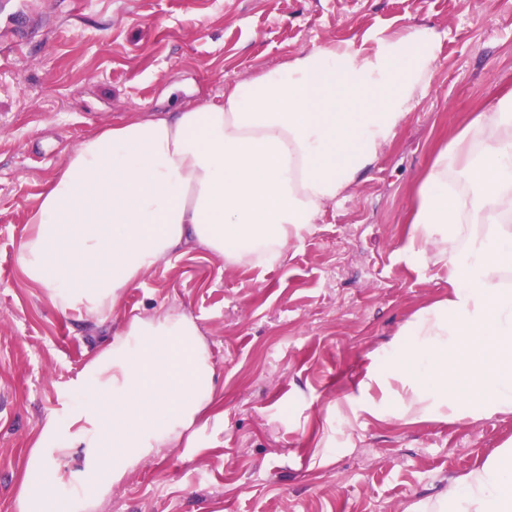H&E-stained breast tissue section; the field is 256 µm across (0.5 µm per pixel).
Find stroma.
Masks as SVG:
<instances>
[{
    "label": "stroma",
    "mask_w": 512,
    "mask_h": 512,
    "mask_svg": "<svg viewBox=\"0 0 512 512\" xmlns=\"http://www.w3.org/2000/svg\"><path fill=\"white\" fill-rule=\"evenodd\" d=\"M439 35L406 124L282 264L228 268L189 248L127 289L103 325L23 277L27 212L67 154L136 111L197 102L335 41ZM512 91V0H0V512L43 422L125 317L181 310L206 337L219 417L165 448L93 512H404L512 439V415L373 418L361 381L446 298L403 251L419 183L449 136Z\"/></svg>",
    "instance_id": "obj_1"
}]
</instances>
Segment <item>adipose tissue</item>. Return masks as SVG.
I'll use <instances>...</instances> for the list:
<instances>
[{
  "instance_id": "ef3b65f1",
  "label": "adipose tissue",
  "mask_w": 512,
  "mask_h": 512,
  "mask_svg": "<svg viewBox=\"0 0 512 512\" xmlns=\"http://www.w3.org/2000/svg\"><path fill=\"white\" fill-rule=\"evenodd\" d=\"M437 42L427 26L369 46L328 42L197 104L94 130L27 214L23 275L55 307L103 323L187 246L228 267L281 262L413 112ZM404 250L447 268L448 296L420 309L362 381L382 394L366 411L408 424L512 414V92L437 152ZM218 392L192 316H129L78 373L69 414L33 439L16 512H92L137 465L191 444ZM406 512H512V447Z\"/></svg>"
}]
</instances>
